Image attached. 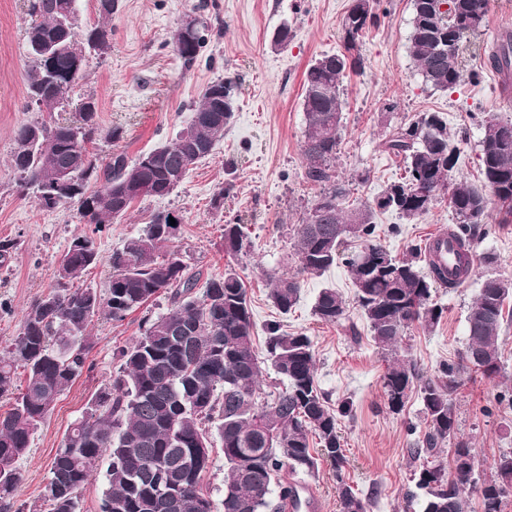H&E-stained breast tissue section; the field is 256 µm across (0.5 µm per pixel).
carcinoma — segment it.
<instances>
[{"label":"carcinoma","instance_id":"1","mask_svg":"<svg viewBox=\"0 0 512 512\" xmlns=\"http://www.w3.org/2000/svg\"><path fill=\"white\" fill-rule=\"evenodd\" d=\"M488 0H411L409 49L424 84L436 91L456 88L463 79L460 55L467 37L477 31ZM31 17L25 30L30 59L27 98L43 112L35 122L16 130L10 163L22 190L34 189L46 208L77 205L80 223L93 226L76 237L62 255L57 284L42 294L24 314L18 333L0 353V398L9 408L0 413V512H81V497L103 461H108L100 512H215L204 492L213 461L214 438L224 453V494L221 512H283L292 491L286 474L309 476L328 462L335 471L340 512H367L368 502L345 480L346 455L337 431V415L315 381L312 341L304 333H283L277 323L267 326V345L275 372L285 389L261 398L263 377L254 350V330L246 288L232 270L201 279V272L174 255L162 256L172 241L167 233L172 213L152 216L143 234L112 252V274L103 294L74 287V280L97 265L95 235L128 213L137 197L120 199L126 177L136 169L148 186L146 196L172 193L188 177L182 169L190 155L199 163L224 137L233 119L232 77L219 79L224 112L213 119L216 103L207 86L194 106L190 123L175 139L131 159L114 151L99 162L89 145L100 129L92 98L83 101L76 119L55 117L70 107L71 93L85 79L88 54L109 46L112 31L106 19L112 9L99 11L101 22L79 29L69 16L78 15L77 0H27ZM374 0L366 9L353 3L343 24L345 51L323 56L304 73L303 111L306 130L302 152L307 178L321 191L295 227L296 270L271 279L270 298L286 314L299 302L303 277L319 275L339 260L350 269L356 296L375 345L391 356L382 386L389 407L399 411L420 384L428 420L422 447L410 449L420 461L416 481L425 490L422 512H469V493L478 495L482 512H503L512 494V453L495 461V476L476 475L470 444L457 436L451 391L461 371L474 370L492 379L501 371L500 333L512 282L488 278L467 316L469 343L461 366L444 363L439 375L421 380L415 366L397 354L406 330L418 323L436 326L442 309L433 303L434 288L464 283L473 268L476 227L485 223L488 198L499 201L505 219L512 216V121H485L480 142L484 188L465 180L450 181L456 147L447 122L426 112L395 128L384 142L389 153L402 157L408 177L387 187L376 204L347 208L349 189L336 180L332 162L340 144L343 114L340 87L361 69L351 51L363 31L378 24ZM206 25L195 31H175L173 46L183 65L191 67L206 43ZM492 70L512 73V33L497 40L487 56ZM51 144L44 150L40 143ZM70 170L69 183L57 177ZM102 187L91 190L92 183ZM448 194L457 242L456 259L443 266L428 260L430 273L418 265L414 247L397 258L376 235L375 209H393L412 221ZM358 239L362 247L344 256L343 244ZM245 248L239 224L224 225V250ZM168 294L171 309L145 320L141 336L118 351L119 370L68 427L50 465V476L37 500L19 504L15 498L21 474L19 460L33 435L51 415L57 400L84 373L89 327L104 316L123 321L131 312ZM322 322L344 319L345 301L334 288L320 291L314 307ZM25 376L24 386L18 375ZM320 452L313 455L310 437ZM450 445V466L439 459L441 445Z\"/></svg>","mask_w":512,"mask_h":512}]
</instances>
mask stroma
<instances>
[{
	"label": "stroma",
	"mask_w": 512,
	"mask_h": 512,
	"mask_svg": "<svg viewBox=\"0 0 512 512\" xmlns=\"http://www.w3.org/2000/svg\"><path fill=\"white\" fill-rule=\"evenodd\" d=\"M352 0H115L108 20L111 48L90 55L87 78L78 94L98 104L103 131L95 150L109 159L113 148L128 157L172 140L190 121L206 85L218 78L237 79V109L216 150L199 163L170 195L135 201L126 216L106 225L96 236L100 261L78 280L79 286L105 291L113 251L143 233L154 212L169 211L180 228L169 243L174 253L203 276L235 271L251 300L254 345L266 349L268 322L284 331L305 333L313 342L316 383L332 407L348 405L338 430L348 458L347 481L369 499L370 512H420L421 490L411 448L422 442L427 419L418 394H410L401 411H392L382 388L384 355L375 345L355 298L351 277L337 264L308 277L297 306L282 315L268 294L269 277L293 270L296 224L311 208L319 188L306 177L302 143L306 125L303 81L318 58L344 49V17ZM379 23L366 30L355 49L362 62L359 74L343 84L341 144L334 168L347 180L353 206L375 204L387 186L405 176L401 158L386 152L383 141L396 126L420 113L437 112L459 148L451 175L481 184L479 150L488 118L512 121V100L503 98L497 77L483 65L484 51L504 31H512V0H489L482 27L471 34L462 54L464 72H477L455 91L427 88L409 51L411 0H379ZM196 16L211 26L202 60L185 68L172 38L181 22ZM28 17L24 0H0V241L12 242L0 262V340L16 335L24 310L55 282L58 260L84 227L77 207L62 203L42 206L34 193H21L9 164L15 132L38 118L27 102L30 67L24 43ZM289 25L286 48L273 46L274 34ZM125 131L112 145L106 130ZM230 186L221 210L212 199ZM498 203H490L485 231L475 243L469 279L456 288H437L433 300L442 309L437 326L410 328L400 352L419 374H437L440 364L457 361L467 342L468 310L489 278L512 281V222L503 223ZM245 224V252L224 251V226ZM453 223L447 199H439L421 218L408 221L395 212L377 217V233L395 256L423 245L433 228ZM339 290L345 317L338 324L318 321L313 306L322 288ZM159 296L150 306L130 313L119 323L95 319L90 328V373L60 397L47 422L19 462L22 479L16 498L34 501L49 472L52 458L69 424L86 409L91 397L119 368L116 352L140 335L145 318L167 312ZM502 371L489 379H465L453 393L457 433L475 455V470L491 477L496 459L512 452V320L505 322L501 344Z\"/></svg>",
	"instance_id": "obj_1"
}]
</instances>
